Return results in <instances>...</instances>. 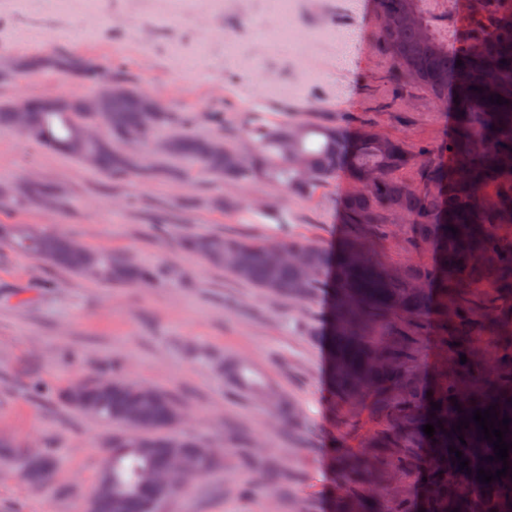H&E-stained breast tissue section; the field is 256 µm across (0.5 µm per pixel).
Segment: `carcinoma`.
Instances as JSON below:
<instances>
[{
    "label": "carcinoma",
    "instance_id": "1",
    "mask_svg": "<svg viewBox=\"0 0 512 512\" xmlns=\"http://www.w3.org/2000/svg\"><path fill=\"white\" fill-rule=\"evenodd\" d=\"M375 2L381 45L396 65L393 79L426 88L454 114L448 141L421 166L422 185L404 176L417 165V155L372 129L257 122L248 131L250 151L243 164L234 145L216 151L213 137L172 133L166 139L168 156L218 179H261L309 194L343 171L356 186L344 201L345 222L357 225L356 232L334 253L308 240L257 242L202 233L190 235L187 244L233 277L298 303L312 299L326 273H333L336 307L327 335L331 378L344 400L377 393L391 429L376 446L391 455L393 473L423 462L426 482L416 507L404 499L383 512H512V449L508 476L481 482L479 469L495 472L502 462L487 461L494 445L473 420L475 411L491 405L498 419H512V0H469V21L462 31L452 15L435 11L436 0ZM27 65L76 72L98 86L106 82L97 65L78 56L39 58ZM139 94L129 85L123 95H107L100 114L83 111L81 99L36 100L24 136L60 153L91 154L98 170L116 181L143 173L147 168L137 158L112 145L169 124L164 109L138 111L132 98ZM499 96L508 103H494ZM101 114L103 134L76 150L81 130ZM24 195L43 200L55 191L30 183ZM386 212L415 225L432 244L430 269L394 273L371 256L370 236L363 229L381 223ZM0 245L79 274L92 270L109 282L140 286L154 278L152 270L130 260L81 248L62 232L27 224H0ZM274 250L288 260L272 262ZM429 314L441 330L449 363L427 395L414 387L405 368L413 358L415 333L425 328ZM395 316L405 319L407 329H391L385 341L378 331ZM485 336L493 344L483 353L477 341ZM224 374L260 398L271 414L293 415L291 400L249 366L228 364ZM85 398L96 408L91 417L116 428L91 494L93 512H159L177 491L162 492L146 482L148 472L165 470L179 459L203 478L219 465L220 455L207 442L176 430L181 408L167 392L115 378L105 392L88 381ZM434 402L440 407L432 408ZM464 418L469 427L458 433L457 422ZM428 423L443 428L428 437L423 431ZM451 446L469 461L468 469L460 468ZM246 460L267 484L284 478L249 454ZM53 468L49 452L23 462L24 475L32 481L46 479ZM347 468L354 492L340 512H374L365 488L379 474L364 457L349 459Z\"/></svg>",
    "mask_w": 512,
    "mask_h": 512
}]
</instances>
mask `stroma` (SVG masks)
I'll return each mask as SVG.
<instances>
[{
	"instance_id": "1",
	"label": "stroma",
	"mask_w": 512,
	"mask_h": 512,
	"mask_svg": "<svg viewBox=\"0 0 512 512\" xmlns=\"http://www.w3.org/2000/svg\"><path fill=\"white\" fill-rule=\"evenodd\" d=\"M364 0H0V101L84 99L92 88L50 69L15 72L16 61L50 52L96 59L160 100L170 127L243 139L257 118L367 125L412 150H436L451 114L417 84H397ZM26 181L56 187L62 204L34 205ZM0 190L13 201L0 224L59 230L92 250L156 269L138 287L115 286L0 246V439L28 453L50 450L51 478L30 482L16 453L0 451V512H81L106 458L109 427L66 406L80 379L126 377L178 400L181 432L220 448L224 465L193 481L162 512H332L350 482L341 457L368 453L386 427L375 395L341 401L322 345L306 325H325L332 292L298 305L225 275L185 251L188 233L253 241L305 236L327 250L349 236L337 174L309 195L261 181H218L204 170L185 180L112 181L82 162L0 129ZM374 257L405 272L433 255L417 230L388 215ZM242 360L286 393L295 424L269 426V412L224 377ZM448 362L435 325L417 337L407 373L428 385ZM43 385L41 394L33 386ZM258 440L245 451L243 439ZM289 476L261 484L244 453ZM383 500L418 496L421 477L392 473Z\"/></svg>"
}]
</instances>
